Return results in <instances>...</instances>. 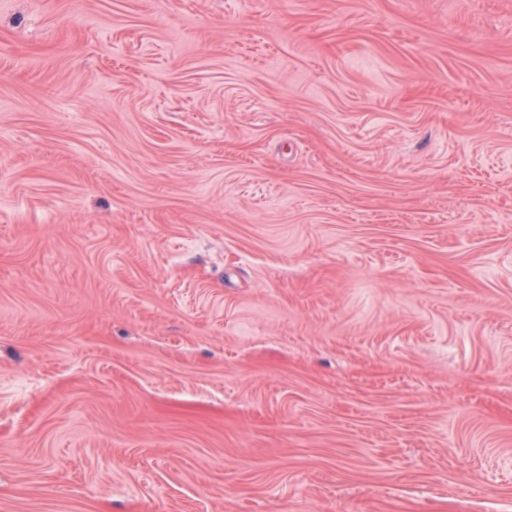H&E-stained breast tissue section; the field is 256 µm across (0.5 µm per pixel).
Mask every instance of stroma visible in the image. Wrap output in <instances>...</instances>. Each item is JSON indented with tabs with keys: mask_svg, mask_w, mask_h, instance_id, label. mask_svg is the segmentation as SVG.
Segmentation results:
<instances>
[{
	"mask_svg": "<svg viewBox=\"0 0 512 512\" xmlns=\"http://www.w3.org/2000/svg\"><path fill=\"white\" fill-rule=\"evenodd\" d=\"M0 512H512V0H0Z\"/></svg>",
	"mask_w": 512,
	"mask_h": 512,
	"instance_id": "obj_1",
	"label": "stroma"
}]
</instances>
